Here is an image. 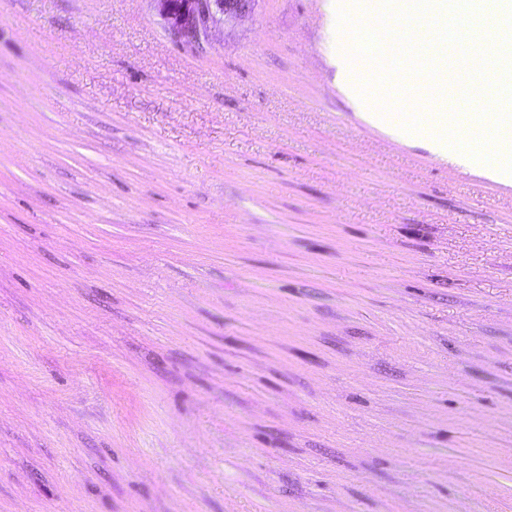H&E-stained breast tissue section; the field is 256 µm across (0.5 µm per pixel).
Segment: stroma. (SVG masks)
<instances>
[{
	"instance_id": "stroma-1",
	"label": "stroma",
	"mask_w": 512,
	"mask_h": 512,
	"mask_svg": "<svg viewBox=\"0 0 512 512\" xmlns=\"http://www.w3.org/2000/svg\"><path fill=\"white\" fill-rule=\"evenodd\" d=\"M350 33L0 0V512H512V186L364 122Z\"/></svg>"
}]
</instances>
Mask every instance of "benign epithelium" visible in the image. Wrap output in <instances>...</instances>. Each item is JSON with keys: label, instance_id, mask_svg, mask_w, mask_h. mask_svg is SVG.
Returning a JSON list of instances; mask_svg holds the SVG:
<instances>
[{"label": "benign epithelium", "instance_id": "1", "mask_svg": "<svg viewBox=\"0 0 512 512\" xmlns=\"http://www.w3.org/2000/svg\"><path fill=\"white\" fill-rule=\"evenodd\" d=\"M170 34L192 46L208 37L212 25L252 9L254 0H154Z\"/></svg>", "mask_w": 512, "mask_h": 512}]
</instances>
